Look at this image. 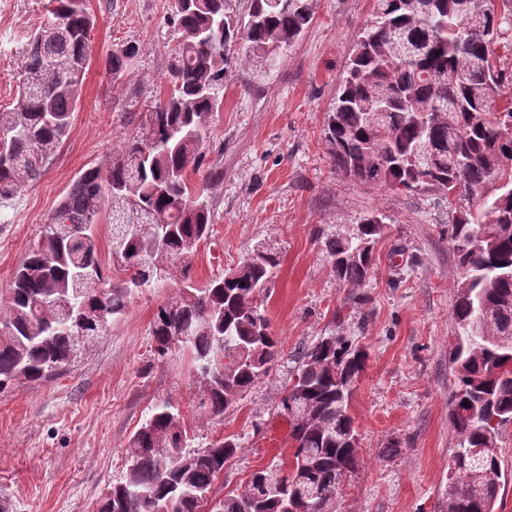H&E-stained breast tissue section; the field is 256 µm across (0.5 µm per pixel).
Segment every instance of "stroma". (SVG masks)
<instances>
[{"mask_svg":"<svg viewBox=\"0 0 512 512\" xmlns=\"http://www.w3.org/2000/svg\"><path fill=\"white\" fill-rule=\"evenodd\" d=\"M47 2L0 0V109L14 101L27 40ZM86 5L95 26L71 131L40 179L0 202V290L79 175L107 167L138 127L146 101L169 90L167 62L176 44L169 0ZM372 14L373 0H314L311 25L276 65H232L224 102L209 123L208 238L189 260L167 263L163 285L139 291L126 314L60 375L0 394V512H96L128 469L130 436L165 401L178 408L195 446L245 439L215 481L204 510L213 512L225 494L244 489L253 471L287 460L284 386L297 349L323 336L348 337L368 355L351 405L359 464L342 482L336 512H446L456 445L448 422L451 310L460 276L448 204L432 193L345 178L331 162L324 131L339 78ZM129 43L140 51L112 78L106 57ZM372 212L386 215L387 230L369 281L352 290L337 282L315 230L342 228ZM260 242L281 255L260 298L281 355L238 406L211 418L198 407L188 352L153 360V316L184 281L203 287ZM393 441L399 451L386 455Z\"/></svg>","mask_w":512,"mask_h":512,"instance_id":"35a3bbf8","label":"stroma"}]
</instances>
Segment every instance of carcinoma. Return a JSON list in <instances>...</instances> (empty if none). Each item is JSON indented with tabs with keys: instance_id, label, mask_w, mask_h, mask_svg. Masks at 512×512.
<instances>
[{
	"instance_id": "obj_1",
	"label": "carcinoma",
	"mask_w": 512,
	"mask_h": 512,
	"mask_svg": "<svg viewBox=\"0 0 512 512\" xmlns=\"http://www.w3.org/2000/svg\"><path fill=\"white\" fill-rule=\"evenodd\" d=\"M312 0H250L248 18L232 0H171L169 26L179 43L169 61L170 90L147 104L136 132L107 169L89 168L54 210L50 224L80 225L60 240L39 238L16 267L0 310V393L22 381L47 382L68 366L80 336H101L127 310L133 290L157 277L148 261L157 226L163 257L186 260L210 233V215L189 173L206 172L208 122L224 100L232 48L260 64L278 60L312 20ZM93 15L84 0H49L30 36L16 104L0 112L12 135L0 151V198L37 179L69 135L89 62ZM499 45L512 47V0H374L373 20L346 65L326 138L336 171L391 191H430L447 198L458 186L474 206L454 213L448 237L462 276L452 317L450 352L456 383L448 419L457 439L448 472V512H494L507 480L498 453L512 423V102L498 104L512 72L497 65ZM139 47L110 53L119 78ZM112 218V248L126 277L102 267L92 227ZM372 214L351 231L327 234L323 253L336 280L362 286L373 266L372 244L384 232ZM218 276L206 287L186 283L160 305L151 329L154 358L164 359L185 328L182 349L197 370L199 409L221 417L239 404L280 356L260 294L279 265L275 247ZM484 311L485 331L472 332ZM366 352L343 336L302 347L293 358L288 399L289 463L255 470L244 490L216 512H336L343 478L359 464L349 407ZM193 436L168 403L155 405L128 440L124 478L101 498L98 512H202L215 480L242 438L191 447Z\"/></svg>"
}]
</instances>
